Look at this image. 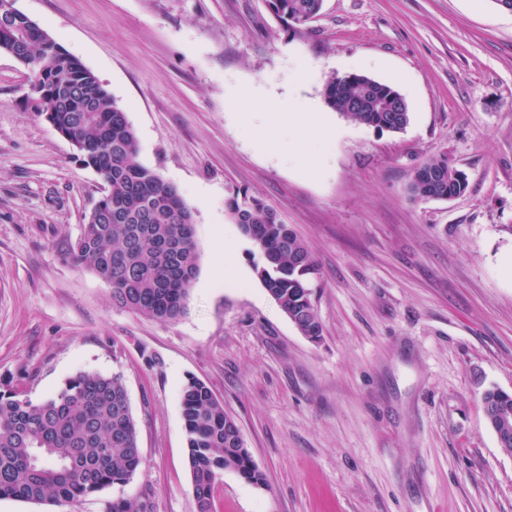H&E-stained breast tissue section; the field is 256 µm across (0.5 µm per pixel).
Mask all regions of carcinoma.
I'll list each match as a JSON object with an SVG mask.
<instances>
[{
    "label": "carcinoma",
    "instance_id": "obj_1",
    "mask_svg": "<svg viewBox=\"0 0 512 512\" xmlns=\"http://www.w3.org/2000/svg\"><path fill=\"white\" fill-rule=\"evenodd\" d=\"M322 2L266 5L286 24L301 26L319 14ZM0 52L28 68L49 64L43 100L33 104L34 111L51 110L59 134L87 145L81 155L107 185L96 203L97 218L66 245L65 257L101 277L116 304L156 320L181 318L199 255L194 217L178 188L138 160L134 127L96 75L17 8L0 14ZM323 98L332 110L381 132H400L410 121L403 95L364 74L331 75ZM450 166L445 154L428 157L413 173L412 197L448 200L464 194L467 175L458 168L450 173ZM225 207L260 257L256 271L267 292L302 335L322 336L308 286L315 263L302 240L273 207L245 192L234 193ZM181 403L197 512H214V488L226 470L265 484L236 423L204 381L188 377ZM482 404L486 414L504 406L512 412V394L490 388ZM143 463L137 422L117 373L79 372L39 402L0 392V498L71 507L127 483ZM108 512H149V505L119 498Z\"/></svg>",
    "mask_w": 512,
    "mask_h": 512
}]
</instances>
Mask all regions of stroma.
<instances>
[{
    "instance_id": "obj_1",
    "label": "stroma",
    "mask_w": 512,
    "mask_h": 512,
    "mask_svg": "<svg viewBox=\"0 0 512 512\" xmlns=\"http://www.w3.org/2000/svg\"><path fill=\"white\" fill-rule=\"evenodd\" d=\"M126 112L138 159L179 189L199 270L174 322L116 305L65 262L104 193L33 112L30 72L0 52V391L38 402L80 371L121 374L145 463L69 508L149 497L196 512L181 389L203 380L264 473L227 471L215 512H512V454L482 394H512V13L494 0H323L287 26L265 0H16ZM396 87L410 122L380 132L330 109L332 74ZM335 139L295 144L289 104ZM444 153L467 192L410 197ZM274 207L311 252L320 341L263 287L224 202ZM231 246L238 281L210 262Z\"/></svg>"
}]
</instances>
